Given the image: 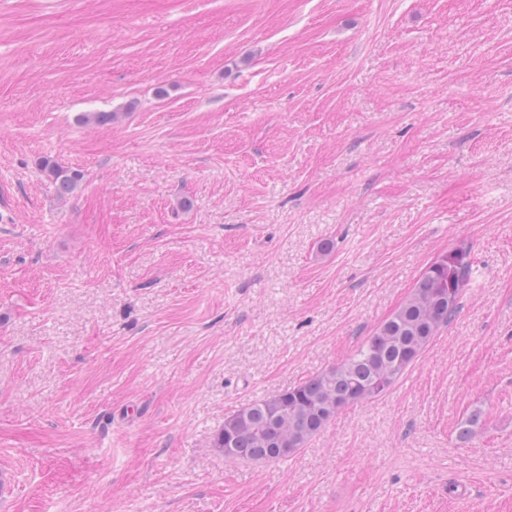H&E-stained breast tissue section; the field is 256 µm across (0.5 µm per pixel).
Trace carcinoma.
Segmentation results:
<instances>
[{"label": "carcinoma", "mask_w": 512, "mask_h": 512, "mask_svg": "<svg viewBox=\"0 0 512 512\" xmlns=\"http://www.w3.org/2000/svg\"><path fill=\"white\" fill-rule=\"evenodd\" d=\"M56 195H72L83 175L45 164ZM465 249L436 259L411 294L354 352L330 369L224 418L216 447L224 457L270 462L305 447L345 408L388 392L436 333L455 316L469 284Z\"/></svg>", "instance_id": "1"}]
</instances>
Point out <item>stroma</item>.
Listing matches in <instances>:
<instances>
[{"mask_svg": "<svg viewBox=\"0 0 512 512\" xmlns=\"http://www.w3.org/2000/svg\"><path fill=\"white\" fill-rule=\"evenodd\" d=\"M459 248L387 393L225 458ZM2 471L0 512H512V0H0ZM44 168L48 171L56 195L60 198L72 195L83 179V175L79 170L65 168L56 164H50L49 162L45 164Z\"/></svg>", "mask_w": 512, "mask_h": 512, "instance_id": "1", "label": "stroma"}]
</instances>
